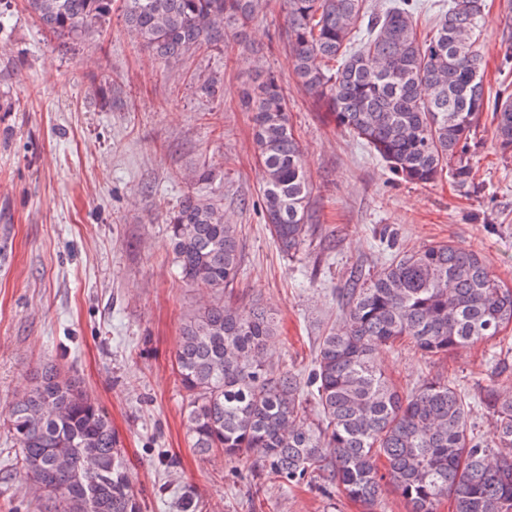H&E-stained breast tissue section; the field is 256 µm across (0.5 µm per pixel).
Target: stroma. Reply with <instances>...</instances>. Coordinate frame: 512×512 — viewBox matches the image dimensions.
Listing matches in <instances>:
<instances>
[{
    "label": "stroma",
    "instance_id": "stroma-1",
    "mask_svg": "<svg viewBox=\"0 0 512 512\" xmlns=\"http://www.w3.org/2000/svg\"><path fill=\"white\" fill-rule=\"evenodd\" d=\"M484 4L493 95L512 84L500 53L512 0ZM284 38L279 0H269L237 59L209 48L167 64L129 35L121 0L83 41L45 31L25 0H0V414L44 366L77 373L112 419L142 512H182L188 497L196 512H361L314 485L267 481L253 493L237 464L189 446L173 351L182 322L209 296L178 278L166 219L199 161L223 171L224 212L244 246L240 280L224 299L273 314L278 366L309 373L340 312L338 289L354 269L380 270L392 251L455 240L512 285V158L495 149L490 114L474 134L475 188L398 180L297 85ZM256 66L288 93L313 183L312 232L292 259L259 207L252 114L241 97ZM212 76L224 81L215 97L200 90ZM104 78L119 91L108 111L89 95ZM379 359L401 390L436 377L454 384L484 437V388L512 392V326L434 356L400 342ZM0 512H48L16 469L1 424Z\"/></svg>",
    "mask_w": 512,
    "mask_h": 512
}]
</instances>
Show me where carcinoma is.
<instances>
[{
    "instance_id": "cac0c4a2",
    "label": "carcinoma",
    "mask_w": 512,
    "mask_h": 512,
    "mask_svg": "<svg viewBox=\"0 0 512 512\" xmlns=\"http://www.w3.org/2000/svg\"><path fill=\"white\" fill-rule=\"evenodd\" d=\"M47 31L87 38L112 0H27ZM300 87L365 142L396 178L427 185L448 175L473 185L471 148L492 112L495 148L512 154V92L485 95L478 41L483 0H448L432 34L417 35L414 0L380 14L367 0H280ZM268 0H123V21L164 62L212 47L233 50ZM93 98L112 109V82ZM262 170V212L283 254L294 258L311 229L312 183L279 79L255 73L244 91ZM192 179L224 172L204 161ZM177 275L213 299L182 324L174 351L187 395L185 426L201 457L249 464L251 478L336 488L377 512L384 487L407 512H512V393L491 385L482 404L491 443L474 435L464 396L446 380L399 391L378 361L407 338L423 355L446 353L512 325V287L475 249L441 241L398 251L380 271L354 275L341 318L322 337L306 379L274 366L278 327L259 304L224 303L243 263L238 226L223 197L185 192L168 217ZM16 465L55 512H142L112 422L80 383L54 365L7 409Z\"/></svg>"
}]
</instances>
